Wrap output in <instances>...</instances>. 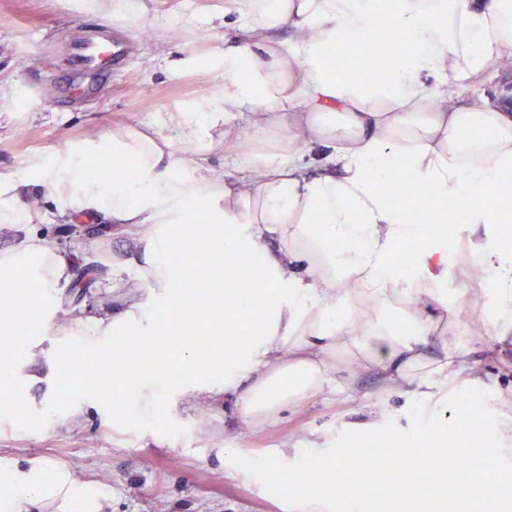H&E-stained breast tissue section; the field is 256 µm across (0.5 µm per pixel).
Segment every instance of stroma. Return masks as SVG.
Listing matches in <instances>:
<instances>
[{"label":"stroma","instance_id":"obj_1","mask_svg":"<svg viewBox=\"0 0 512 512\" xmlns=\"http://www.w3.org/2000/svg\"><path fill=\"white\" fill-rule=\"evenodd\" d=\"M146 21L114 18L139 45L126 69L103 83L85 103L70 109L53 106L37 89L51 85L63 66L65 46L85 27L100 23L90 0H0V82L17 85L19 95L0 108V169L22 170L31 153L53 157L68 143L141 126L200 100L224 81L205 58L223 51L233 38L236 13L224 0H142ZM72 240L62 220L36 230L60 243L73 263V279L61 287L55 306L47 307L51 336L67 339L69 313L98 308L119 310L121 294L140 291L128 281L114 290L104 276L87 272V261L108 265L113 256L134 252L135 244L99 224ZM353 396L322 394L287 406L271 424L253 425L240 416L234 400L186 399L172 426L152 436L137 427L116 426L125 393L106 385L100 407L87 408L80 423L37 425L0 414V456L47 460L69 468L82 486L107 494L106 512H290L258 480L225 461L223 447L240 455L273 454L294 445L308 447L314 431L333 434L387 414L390 423L410 425L409 407L386 398L380 371L349 359Z\"/></svg>","mask_w":512,"mask_h":512}]
</instances>
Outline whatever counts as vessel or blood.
Returning a JSON list of instances; mask_svg holds the SVG:
<instances>
[{
  "label": "vessel or blood",
  "mask_w": 512,
  "mask_h": 512,
  "mask_svg": "<svg viewBox=\"0 0 512 512\" xmlns=\"http://www.w3.org/2000/svg\"><path fill=\"white\" fill-rule=\"evenodd\" d=\"M134 47L109 25L92 26L70 44L66 56L71 82L65 90H53V99L72 105L93 94L98 83L111 80L129 62Z\"/></svg>",
  "instance_id": "b4317fda"
}]
</instances>
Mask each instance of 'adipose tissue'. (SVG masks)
<instances>
[{
	"mask_svg": "<svg viewBox=\"0 0 512 512\" xmlns=\"http://www.w3.org/2000/svg\"><path fill=\"white\" fill-rule=\"evenodd\" d=\"M230 2L240 41L224 52L223 87L199 111L114 128L51 163L31 154L20 176L0 171V231L24 233L0 248V369L18 371L29 349L51 363L48 392L20 400L13 417L53 404L50 387L67 367L58 341L25 348L13 331L41 320L71 278V260L29 229L39 218L23 195L31 185L67 223L114 224L136 243L135 256L113 262L112 282L138 279L144 294L127 296L117 317L74 316L72 330L113 348L112 381L132 403L128 423L159 405L174 415L188 394L221 391L235 394L244 419L264 423L286 405L345 393L348 383L328 358L354 351L381 371L388 392L440 417L451 396L483 385L457 364L458 337L437 334L440 315L465 306L449 304L452 286L492 293L498 308L468 341L492 340L500 353L512 346V248L498 234L512 223V107L503 92L473 93L512 54V0ZM378 26L400 37L387 64L366 77L355 57L334 75V52L359 46ZM280 29L289 32L282 52L268 46ZM217 124L233 143L224 173L197 178L206 128ZM180 144L192 146V156H177ZM101 154L127 162L134 177L91 176L86 161ZM396 170L411 173L413 196L383 195ZM422 198L439 210L460 203L459 221L469 227L460 273L448 272L447 237L418 218ZM253 201L257 210H248ZM196 222L202 233L185 236ZM216 238L223 266L185 281L173 253L204 251ZM216 277L224 287L213 291ZM252 281L268 291H248ZM34 290L39 300L26 301ZM191 294L190 316L205 319L218 355L147 342ZM396 303L407 307L402 335L379 319ZM433 342L441 355L429 361L424 350ZM102 504L67 468L0 457V512H101Z\"/></svg>",
	"mask_w": 512,
	"mask_h": 512,
	"instance_id": "adipose-tissue-1",
	"label": "adipose tissue"
}]
</instances>
